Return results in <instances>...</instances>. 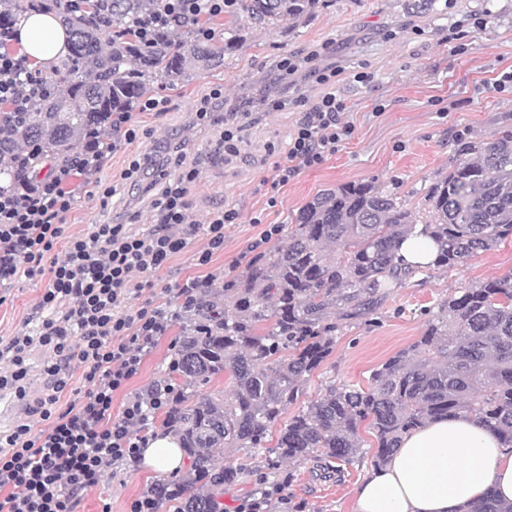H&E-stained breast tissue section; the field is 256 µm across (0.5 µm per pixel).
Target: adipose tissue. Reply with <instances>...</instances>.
I'll return each mask as SVG.
<instances>
[{
	"mask_svg": "<svg viewBox=\"0 0 512 512\" xmlns=\"http://www.w3.org/2000/svg\"><path fill=\"white\" fill-rule=\"evenodd\" d=\"M18 40L35 63L64 55L67 34L49 14L30 16ZM185 452L170 432L157 433L142 452L144 465L175 472ZM512 501V447L478 421L448 417L408 432L390 460L353 490V512H465L487 494Z\"/></svg>",
	"mask_w": 512,
	"mask_h": 512,
	"instance_id": "ef3b65f1",
	"label": "adipose tissue"
}]
</instances>
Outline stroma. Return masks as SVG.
<instances>
[{
  "label": "stroma",
  "mask_w": 512,
  "mask_h": 512,
  "mask_svg": "<svg viewBox=\"0 0 512 512\" xmlns=\"http://www.w3.org/2000/svg\"><path fill=\"white\" fill-rule=\"evenodd\" d=\"M492 12L494 20L478 27L476 18ZM461 25L452 53L445 38L448 29ZM340 45L344 69L336 79L347 110L343 121L353 128L335 154L322 164L304 168L288 183L272 182L269 151L284 147L299 109H255L243 121L240 153L219 162L211 151L221 125L196 117L201 98L212 89L233 97L254 93L260 77L283 58H302L329 40ZM512 69V0H319L302 22L272 33L250 32L224 59L223 67L196 72L187 82L159 85L155 91L167 98V110L140 114L144 134L133 144H119L102 172L103 183L116 186L108 202L83 194L68 217L66 234L88 231L94 224H131L141 231L148 225L153 196L131 200L120 175L132 156L148 151L171 134L185 141L186 163L201 171L190 194V220L207 223L224 206L240 213L238 223L224 227V250L207 267L216 285L245 273L252 258L250 245L264 226L281 225L279 235L263 244L271 254L288 242L296 217L319 191L353 182H375L406 201L416 216L425 214L430 188L447 176L461 142L490 139L512 130V88L494 91L491 83L503 70ZM373 74L370 83L356 82L358 73ZM204 245L196 237L153 277L154 285L130 299L128 309L143 304L165 305L172 286L198 274L196 253ZM512 271V239L480 253L460 267L432 268L408 279L366 317L350 321L336 333L331 355L303 386V400L323 392L337 381L365 385L370 372L420 336L426 317L460 288ZM43 284L17 276L0 288V340L9 341L26 331L35 313ZM170 331L145 358L143 367L126 390L112 398L113 413H120L128 394L157 381L178 384L171 368L174 357ZM47 350L32 351L27 376V396L0 393V435L28 420L29 400L44 395L49 382L44 364ZM29 421V420H28ZM225 463L244 468L242 482L225 487V512H237L253 499L255 474L264 464L265 450L223 449ZM372 468L371 457L325 474L318 459L282 463L279 488L272 491L265 512H352V490ZM163 474L145 466L116 463L105 469L97 485L82 494L76 512H131L132 503L149 493Z\"/></svg>",
  "instance_id": "stroma-1"
}]
</instances>
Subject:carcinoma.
<instances>
[{"instance_id": "1", "label": "carcinoma", "mask_w": 512, "mask_h": 512, "mask_svg": "<svg viewBox=\"0 0 512 512\" xmlns=\"http://www.w3.org/2000/svg\"><path fill=\"white\" fill-rule=\"evenodd\" d=\"M8 0L0 23L53 12L69 33V55L55 70L58 90L14 119L0 112V154L30 146L58 159L75 152L104 113L137 104L154 83L183 81L200 67L224 64L243 28L271 32L312 13L317 0H236L224 31L195 37L185 23L140 43L137 19L158 0ZM0 165V190L16 183L18 163ZM423 224L394 194L374 183H346L316 194L299 212L288 243L252 258L246 272L207 293L179 327L173 366L182 401L165 425L179 437L191 470L179 485L152 486L158 506L173 512H224L218 497L242 469L224 464L220 448L259 449L277 437L267 477L282 462L320 458L353 464L364 458L361 427L376 441L373 465H384L401 438L430 420L473 417L512 446V271L443 301L421 335L375 368L367 387L334 382L303 403L278 434L273 427L297 402L302 384L333 351L340 322L372 313L390 288L416 271L398 249L418 230L438 246L436 266L455 267L512 236V131L464 143L448 177L427 194ZM341 246L343 253H335ZM228 376L232 394L208 390ZM468 512H512L493 496Z\"/></svg>"}]
</instances>
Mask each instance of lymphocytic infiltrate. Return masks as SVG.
<instances>
[{
	"label": "lymphocytic infiltrate",
	"mask_w": 512,
	"mask_h": 512,
	"mask_svg": "<svg viewBox=\"0 0 512 512\" xmlns=\"http://www.w3.org/2000/svg\"><path fill=\"white\" fill-rule=\"evenodd\" d=\"M203 12L222 15L224 0H160L158 9L140 17V36L151 41L156 32ZM16 34L14 27L0 26V102L21 114L53 87L25 55L11 51ZM335 56V42H326L303 60L280 61L269 80L264 105L278 110L292 102L302 108L273 165L275 183H287L300 169L322 164L352 132L340 119L344 101L328 87L343 71ZM299 74L323 85L324 93L310 102L289 98ZM159 106V99L149 95L135 110L107 113L103 127L91 129L73 156L44 157L47 172L29 167L16 190L0 193V288L21 273L46 280L36 306L43 319L0 347V358H9L12 365L9 374L0 376V390L25 397L30 351L40 347L54 356L44 368L48 393L28 406L43 429L33 430L24 422L0 437V512H75L79 495L96 486L106 468L137 461L158 413L173 411L180 402L175 387L155 384L129 396L120 414L112 412L113 395L126 389L158 341L197 308L204 292L213 288V278L194 275L176 284L175 303L168 307L146 304L128 311L124 305L145 288L135 274L157 273L196 235L206 240L196 261L208 265L223 251L224 227L236 222V209L214 212L203 226L190 223L189 196L199 169L186 166L172 175L160 168L161 196L153 203L149 228L136 233L124 224H95L83 234L64 233L82 187L98 185L102 199L113 196L114 187L102 186L99 174L116 140L133 143L139 134L137 113ZM58 245L62 257L51 258ZM79 366L90 388L84 400L62 405V397L73 390L72 371Z\"/></svg>",
	"instance_id": "obj_1"
}]
</instances>
